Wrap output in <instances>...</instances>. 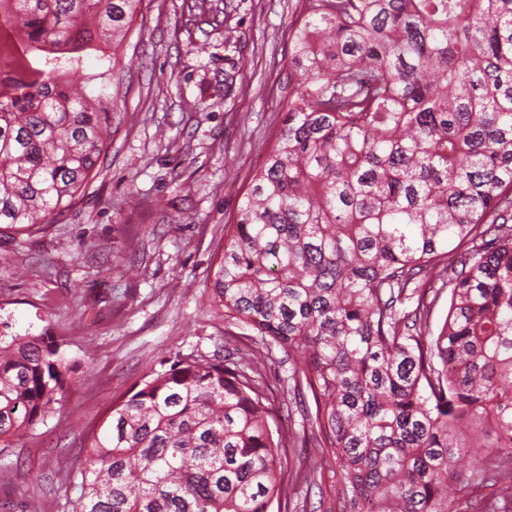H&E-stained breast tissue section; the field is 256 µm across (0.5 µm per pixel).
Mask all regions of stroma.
<instances>
[{
    "mask_svg": "<svg viewBox=\"0 0 512 512\" xmlns=\"http://www.w3.org/2000/svg\"><path fill=\"white\" fill-rule=\"evenodd\" d=\"M299 0H143L118 55L112 135L98 174L52 223L0 234V336H54L82 371L60 414L0 451L13 478L0 512L76 495L61 470L83 461L113 403L176 355L262 350L210 305L224 226L284 118L289 24ZM236 30L224 43L225 27ZM287 352L266 367L282 432Z\"/></svg>",
    "mask_w": 512,
    "mask_h": 512,
    "instance_id": "stroma-1",
    "label": "stroma"
}]
</instances>
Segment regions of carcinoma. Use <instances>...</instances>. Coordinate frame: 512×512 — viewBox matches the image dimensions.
<instances>
[{
  "label": "carcinoma",
  "mask_w": 512,
  "mask_h": 512,
  "mask_svg": "<svg viewBox=\"0 0 512 512\" xmlns=\"http://www.w3.org/2000/svg\"><path fill=\"white\" fill-rule=\"evenodd\" d=\"M142 2L0 0L44 53L0 67V232L50 223L97 175L112 108L91 83L119 80ZM290 37L296 89L224 225L211 306L301 353L292 447L338 470L316 512H470L478 491L512 512V0H302ZM91 46L111 53L88 75ZM268 360L154 371L60 474L69 512L290 501ZM80 368L49 336H0V447L59 413Z\"/></svg>",
  "instance_id": "obj_1"
}]
</instances>
